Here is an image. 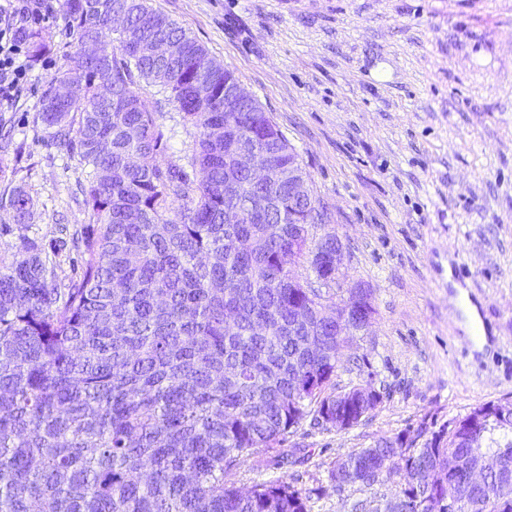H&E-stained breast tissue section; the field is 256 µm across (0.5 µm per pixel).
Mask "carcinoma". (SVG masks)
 <instances>
[{
	"mask_svg": "<svg viewBox=\"0 0 512 512\" xmlns=\"http://www.w3.org/2000/svg\"><path fill=\"white\" fill-rule=\"evenodd\" d=\"M64 9L70 41L38 119L86 167L85 223L69 235L83 268L62 287L29 239L0 268V512H308L309 496L290 482L243 491L226 477L306 421L318 427L326 414L353 427L371 414L331 391L336 355L305 346L313 327L336 348V303L353 289L320 304L313 325L288 327L307 301V289L288 284L297 268L336 284L332 214L288 194V171L304 172L298 153L257 99L229 93L234 72L177 22L148 0H64ZM115 14L128 31L112 58L84 56L85 40L112 38ZM163 38L176 56L150 52ZM24 39L34 58L46 52L42 34ZM71 76L83 97L63 106L54 84ZM144 83L192 129L181 163L165 160ZM255 144L274 169L263 183L236 159ZM7 203L14 223H33L24 188ZM313 373L323 380L315 394L305 390ZM499 407L382 437L338 458L330 480L338 492L390 483L400 512H512V498H489L465 474L494 456L487 481H512V427Z\"/></svg>",
	"mask_w": 512,
	"mask_h": 512,
	"instance_id": "cac0c4a2",
	"label": "carcinoma"
}]
</instances>
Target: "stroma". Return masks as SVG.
Instances as JSON below:
<instances>
[{
    "label": "stroma",
    "instance_id": "1",
    "mask_svg": "<svg viewBox=\"0 0 512 512\" xmlns=\"http://www.w3.org/2000/svg\"><path fill=\"white\" fill-rule=\"evenodd\" d=\"M234 70L300 155L315 199L344 245L341 287H370L369 336L343 351L337 389L369 386L380 402L344 431L302 424L274 452L238 469L248 487L284 479L310 512L387 501L390 484L336 491L337 457L426 425L440 428L488 401L512 399V0H149ZM53 51L34 64L17 111L0 112V199L24 186L36 219L0 208V263L21 239L52 259L64 284L79 255L61 226L83 223L78 160L47 143L38 119L45 82L67 41L62 19L43 29ZM167 160L192 138L159 87ZM467 295L487 340L466 347Z\"/></svg>",
    "mask_w": 512,
    "mask_h": 512
}]
</instances>
